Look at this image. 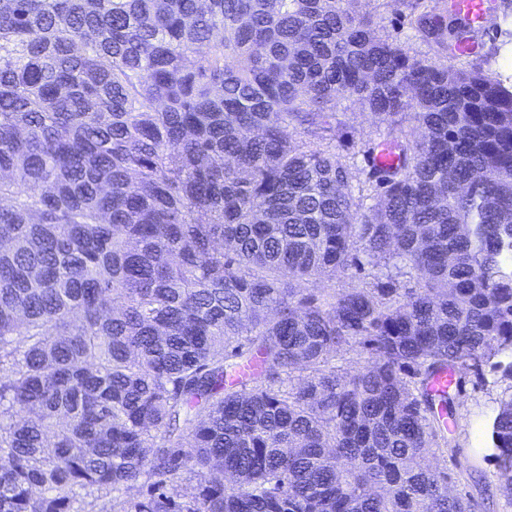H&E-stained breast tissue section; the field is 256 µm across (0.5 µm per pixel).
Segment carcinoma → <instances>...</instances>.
Returning <instances> with one entry per match:
<instances>
[{"label":"carcinoma","mask_w":512,"mask_h":512,"mask_svg":"<svg viewBox=\"0 0 512 512\" xmlns=\"http://www.w3.org/2000/svg\"><path fill=\"white\" fill-rule=\"evenodd\" d=\"M349 2L0 0V512H476L438 454L512 378V82ZM489 436L512 487V394ZM365 1L368 0H362L361 5L363 9L366 8L367 10L374 11L382 18L386 31L396 40L400 47L419 57L428 54L426 45L413 37V31L410 29L404 14H402L406 10L401 4H398L397 9L393 10L387 7L386 2L388 0H371L366 5L364 4ZM348 107V109H346ZM336 112H341L344 125L336 137V153L347 156L348 142L352 139L355 142L374 138L376 136L377 120L368 111H364L357 106L350 105L349 102L342 101L337 104ZM368 279H363V275H359L355 269L339 270L336 276L329 281L302 284L301 288H307L308 291L316 293H342L350 288H362ZM369 357L370 354L366 349L358 347L347 353L338 354L332 363L338 369L353 373L365 366L370 360Z\"/></svg>","instance_id":"obj_1"}]
</instances>
